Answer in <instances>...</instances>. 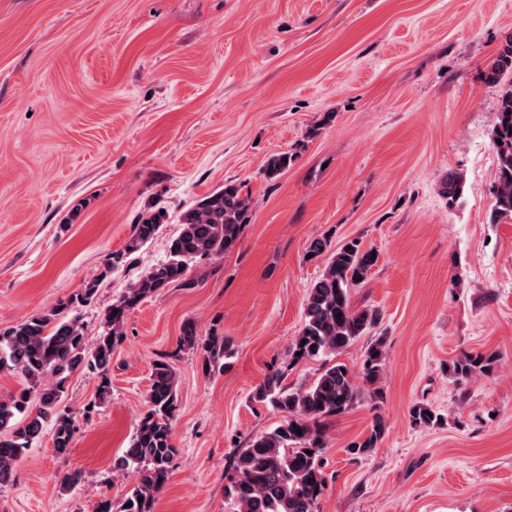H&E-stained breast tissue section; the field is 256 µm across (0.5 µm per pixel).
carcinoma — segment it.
I'll return each mask as SVG.
<instances>
[{
  "label": "carcinoma",
  "instance_id": "carcinoma-1",
  "mask_svg": "<svg viewBox=\"0 0 512 512\" xmlns=\"http://www.w3.org/2000/svg\"><path fill=\"white\" fill-rule=\"evenodd\" d=\"M506 75H512V43L504 46L487 68L490 81H499ZM491 140L499 160L495 210L500 218L512 220V81L501 96ZM294 158L295 154L289 152L272 156L267 173L278 175ZM462 191L460 175L448 178L442 188L450 204L460 198ZM249 210L248 197L235 184L224 185L188 208L182 216L180 233L170 242L168 258L146 270L112 302L104 314L103 331L92 342L85 336L79 310L93 299L96 281L85 284L49 311L0 331V375L20 372L30 383V391L0 399V485L11 481L18 461L44 427L51 428L57 453L65 454L72 448L75 415L61 406L66 381L78 369L96 374L99 383L86 412L103 403L111 393L112 354L126 339L129 314L161 289L187 284L186 275L194 263L232 252L240 242ZM165 219L159 209L142 216L133 225L123 248L108 256L105 272L125 265L154 238ZM306 254L313 261L323 260V270L307 290L303 324L291 342L288 364L273 369L249 395L252 405L272 408L281 415L282 422L273 430L252 437L233 458L224 491L230 512H315L326 486L321 458L325 420L348 412L367 397L373 401L382 398L377 384L386 361L383 339H376L364 353L362 386L350 368L336 360L382 322L378 309L358 308L352 296L353 289L368 281L379 256L364 248L357 238L333 248L326 237L313 240ZM181 345L209 363L230 357L224 337L200 336L190 325L181 336ZM318 358L324 359V365L312 385L291 388L284 384L293 367ZM493 359L492 353L466 354L454 360L448 370L463 383L488 371ZM49 375L54 380L47 382ZM33 395L37 397L34 412L29 410ZM146 402L148 411L118 464L128 470L133 487L117 512H153L177 454L171 423L178 409V376L163 358L153 363ZM410 418L417 426L430 427L440 420V415L429 405L419 403L411 408ZM385 432L383 419L375 416L369 433L361 441L350 443L348 453L365 456L373 452Z\"/></svg>",
  "mask_w": 512,
  "mask_h": 512
}]
</instances>
